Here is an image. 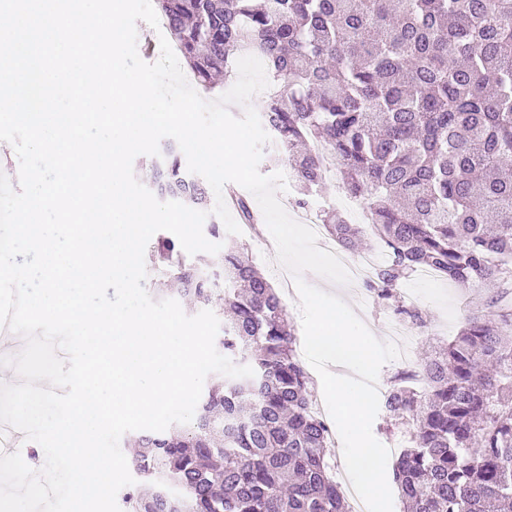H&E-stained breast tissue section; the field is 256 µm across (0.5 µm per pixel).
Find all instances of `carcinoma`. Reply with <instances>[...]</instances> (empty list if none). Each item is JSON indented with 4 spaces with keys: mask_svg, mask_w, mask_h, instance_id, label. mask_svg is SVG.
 Here are the masks:
<instances>
[{
    "mask_svg": "<svg viewBox=\"0 0 512 512\" xmlns=\"http://www.w3.org/2000/svg\"><path fill=\"white\" fill-rule=\"evenodd\" d=\"M172 43L207 88L245 53L268 62L276 91L263 120L288 153L305 207L324 185L321 153L342 165L390 259L368 283L395 314L401 282L421 268L460 287L512 280V0H156ZM150 184L161 199L211 207L205 179L160 145ZM340 247L360 233L333 211ZM151 284L211 306L215 347L254 375L224 378L193 420L139 437L125 512H348L329 462L327 428L310 412L295 329L270 281L229 246L190 262L162 236ZM402 371L386 414L412 422L393 465L404 512H512V313L473 314Z\"/></svg>",
    "mask_w": 512,
    "mask_h": 512,
    "instance_id": "carcinoma-1",
    "label": "carcinoma"
}]
</instances>
